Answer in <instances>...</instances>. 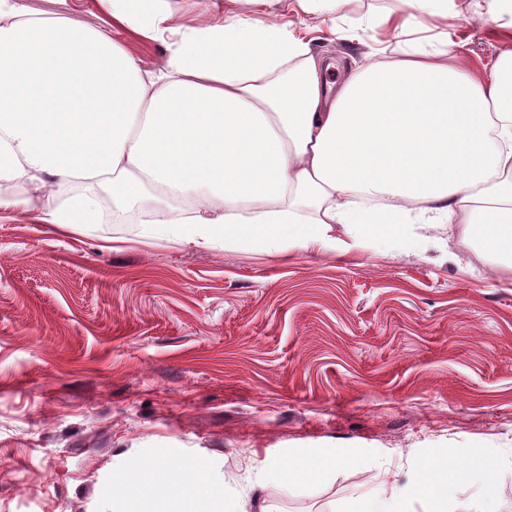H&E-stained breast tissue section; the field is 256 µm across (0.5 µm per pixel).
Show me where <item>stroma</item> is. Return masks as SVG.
<instances>
[{"label": "stroma", "mask_w": 512, "mask_h": 512, "mask_svg": "<svg viewBox=\"0 0 512 512\" xmlns=\"http://www.w3.org/2000/svg\"><path fill=\"white\" fill-rule=\"evenodd\" d=\"M90 26L97 0H23ZM397 0H351L301 33L362 59ZM142 69L164 43L113 28ZM411 48L475 68L504 46L462 18L418 11ZM0 213V512H102L131 467L223 478L243 512H349L420 477L414 512H512V269L431 230L422 251L348 253L139 244L137 224L85 231ZM456 253L459 263L447 261ZM318 452L315 481L258 485ZM487 483L470 474L484 458Z\"/></svg>", "instance_id": "obj_1"}]
</instances>
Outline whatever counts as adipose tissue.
Segmentation results:
<instances>
[{
  "label": "adipose tissue",
  "instance_id": "obj_1",
  "mask_svg": "<svg viewBox=\"0 0 512 512\" xmlns=\"http://www.w3.org/2000/svg\"><path fill=\"white\" fill-rule=\"evenodd\" d=\"M266 19H174L166 0H100L125 28L174 36L142 70L111 29L0 0V211L42 210L82 230L140 214L141 236L200 248L342 252L419 249L415 225H448L493 262L512 259V50L490 76L453 51L396 47L349 65L318 51L281 10L333 13L345 0H250ZM445 17L461 0H409L371 14L402 32L412 10ZM83 193L51 202L54 184ZM112 512H240L223 486L170 470L127 471Z\"/></svg>",
  "mask_w": 512,
  "mask_h": 512
}]
</instances>
